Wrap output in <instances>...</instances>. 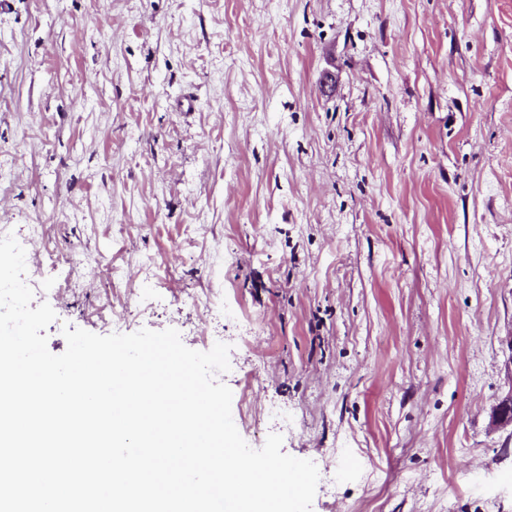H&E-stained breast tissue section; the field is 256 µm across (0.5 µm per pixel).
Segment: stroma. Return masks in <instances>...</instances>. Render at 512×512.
<instances>
[{
  "mask_svg": "<svg viewBox=\"0 0 512 512\" xmlns=\"http://www.w3.org/2000/svg\"><path fill=\"white\" fill-rule=\"evenodd\" d=\"M1 225L53 354L223 328L311 512H512V0H0Z\"/></svg>",
  "mask_w": 512,
  "mask_h": 512,
  "instance_id": "obj_1",
  "label": "stroma"
}]
</instances>
